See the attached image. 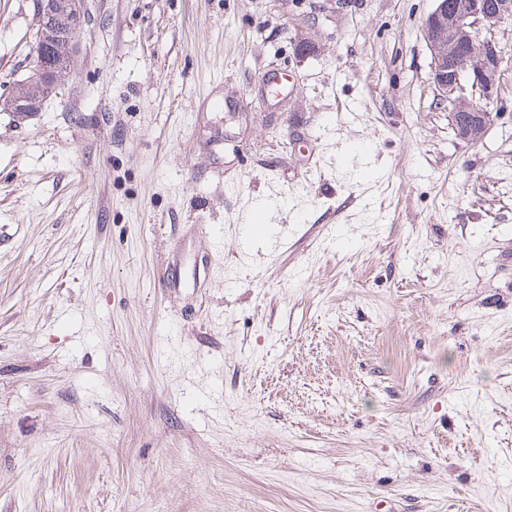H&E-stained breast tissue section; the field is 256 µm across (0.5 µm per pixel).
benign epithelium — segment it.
Segmentation results:
<instances>
[{"mask_svg": "<svg viewBox=\"0 0 512 512\" xmlns=\"http://www.w3.org/2000/svg\"><path fill=\"white\" fill-rule=\"evenodd\" d=\"M35 5L39 22L36 38H42L48 29L59 49L49 58L43 48L33 46L22 83L48 88L54 96L58 91L54 74L71 69L80 51L78 36L87 19L86 0H72L70 10L63 15L57 0H35ZM511 18L512 0H499L491 8L486 0H459L451 13L446 0H436V7L424 21L422 35L432 58L434 84L441 99L448 102L451 122L468 130L464 140L469 143L480 141L489 128L502 60L498 43L487 37L481 40L478 33H489ZM467 84L473 91L469 98L464 96ZM48 100L49 96L25 99L13 93L0 95V112L26 121L41 112Z\"/></svg>", "mask_w": 512, "mask_h": 512, "instance_id": "obj_1", "label": "benign epithelium"}]
</instances>
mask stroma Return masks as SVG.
Masks as SVG:
<instances>
[{
	"instance_id": "35a3bbf8",
	"label": "stroma",
	"mask_w": 512,
	"mask_h": 512,
	"mask_svg": "<svg viewBox=\"0 0 512 512\" xmlns=\"http://www.w3.org/2000/svg\"><path fill=\"white\" fill-rule=\"evenodd\" d=\"M435 6L90 0L0 112V512H512V19L470 144ZM34 1L39 27L32 47L28 73L21 83L35 86H19L16 92L24 98L18 97L14 93L7 96L0 95V112H8L13 119L21 117L23 121L36 116L42 111L45 103L57 94L59 88L54 74L59 70L71 69L74 59L80 51L78 36L88 15L86 0H73L70 10L63 15H60L57 4L59 3L61 8L66 10L69 0ZM45 29L50 30L54 38L50 34H43ZM42 36L48 46L56 45L54 39L59 43V49L51 59L46 56L41 46H37ZM41 87L50 89V94L44 96V90ZM41 95L43 97L39 99H25L38 98Z\"/></svg>"
}]
</instances>
